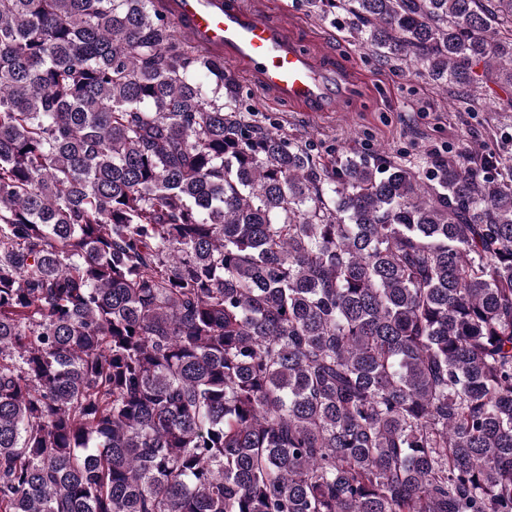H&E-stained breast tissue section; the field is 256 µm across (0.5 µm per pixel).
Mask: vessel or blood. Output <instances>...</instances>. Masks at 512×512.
Segmentation results:
<instances>
[{
    "mask_svg": "<svg viewBox=\"0 0 512 512\" xmlns=\"http://www.w3.org/2000/svg\"><path fill=\"white\" fill-rule=\"evenodd\" d=\"M173 17L192 40L223 52L226 63L255 79L259 90L311 112L331 111L334 61L312 58L278 19L255 12L246 0H176Z\"/></svg>",
    "mask_w": 512,
    "mask_h": 512,
    "instance_id": "b4317fda",
    "label": "vessel or blood"
}]
</instances>
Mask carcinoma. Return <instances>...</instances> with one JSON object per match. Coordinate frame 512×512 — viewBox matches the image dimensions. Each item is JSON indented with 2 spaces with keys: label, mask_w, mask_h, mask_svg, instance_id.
<instances>
[{
  "label": "carcinoma",
  "mask_w": 512,
  "mask_h": 512,
  "mask_svg": "<svg viewBox=\"0 0 512 512\" xmlns=\"http://www.w3.org/2000/svg\"><path fill=\"white\" fill-rule=\"evenodd\" d=\"M168 0H0V512H512V164L330 160ZM512 87V0H309Z\"/></svg>",
  "instance_id": "1"
}]
</instances>
